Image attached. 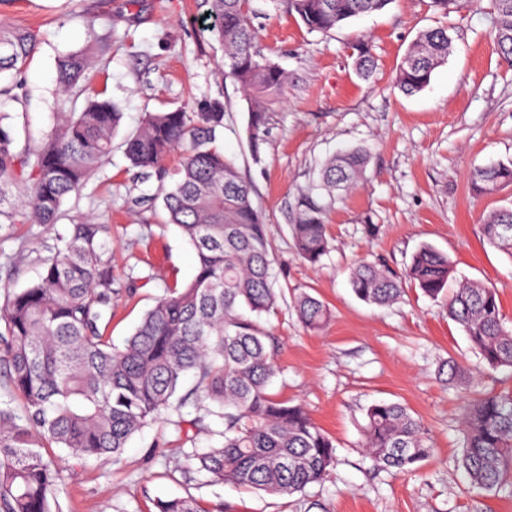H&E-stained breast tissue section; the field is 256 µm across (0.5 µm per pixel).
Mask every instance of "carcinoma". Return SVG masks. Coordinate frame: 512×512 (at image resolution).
Returning a JSON list of instances; mask_svg holds the SVG:
<instances>
[{
	"mask_svg": "<svg viewBox=\"0 0 512 512\" xmlns=\"http://www.w3.org/2000/svg\"><path fill=\"white\" fill-rule=\"evenodd\" d=\"M251 0H201L213 21L211 33L224 52V67L249 106L247 139L255 163L266 143L267 103L288 83L287 74L256 48ZM392 0H272L305 29L326 33ZM94 33L88 50L58 59L56 86L67 98L86 95L80 112H58L40 143L20 142L28 113L0 114V224H53L64 201L78 194L109 159L112 135L123 112L90 85L96 59L110 52L115 31L96 32L97 18H84ZM493 41L498 57L512 65V0H493ZM38 44L24 27L0 25V97L24 105L16 79ZM452 49L448 29L421 31L399 66L396 87L405 95L423 90ZM356 70L368 81L374 59L369 44L356 46ZM224 127L220 106L211 112L182 109L149 112L125 140L130 165L152 170L162 185L135 202L162 199L165 223L178 228L195 249L197 272L185 284L164 289L133 333L117 348L108 334L112 296L119 282L105 256L109 224L77 219L59 239L44 272L25 288L9 291L0 306V371L16 411L0 406V512H60L58 493L66 480L55 446L77 459L117 461L136 432L170 422L183 443L205 433L219 445L184 453L211 483L231 482L275 495L301 493L322 482L335 460V445L300 405L269 391L277 375L262 316L277 306L281 291L272 275L267 224L254 205L251 186L216 145ZM180 153L168 173L166 158ZM366 164L361 151L339 153L321 168L317 188L332 194L354 188ZM169 185H163L166 177ZM472 190L492 193L512 185V162L475 169ZM326 205L309 189L289 225L301 256L317 264L329 252ZM489 244L512 256V208L490 212L482 224ZM448 256L422 247L407 277L426 296L443 297L448 315L492 367L512 368V327L506 325L495 289L465 280L448 292ZM354 295L387 305L402 293L400 277L375 263L352 271ZM299 321L310 330L329 317L309 293L294 299ZM194 385L178 395L187 376ZM193 405L190 420H169ZM222 425L211 427L208 418ZM460 466L468 487L493 490L512 485V394H485L463 418ZM361 446L373 467L407 473L433 454L423 427L400 403L379 401L366 411ZM158 512H204L193 496L156 503Z\"/></svg>",
	"mask_w": 512,
	"mask_h": 512,
	"instance_id": "obj_1",
	"label": "carcinoma"
}]
</instances>
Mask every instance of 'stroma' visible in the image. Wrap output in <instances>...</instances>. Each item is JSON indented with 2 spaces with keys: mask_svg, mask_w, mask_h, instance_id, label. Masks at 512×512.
I'll return each mask as SVG.
<instances>
[{
  "mask_svg": "<svg viewBox=\"0 0 512 512\" xmlns=\"http://www.w3.org/2000/svg\"><path fill=\"white\" fill-rule=\"evenodd\" d=\"M251 6L259 48L288 75L268 106L259 164L248 145V105L234 82L218 76L222 51L196 0H0V22L31 28L39 39L21 75L31 142L41 140L57 109L58 54L90 44L87 14L118 34L94 84L123 112L109 162L64 203L56 224L0 225V295L39 279L41 258L68 235L75 216L103 217L106 256L128 285L112 300L109 327L113 344L123 346L165 284L190 281L198 266L161 207L132 205V197L156 193L158 182L130 167L123 141L146 113L220 105L219 144L264 213L278 287L287 299L309 293L330 313L322 329L310 331L286 300L261 323L278 342L271 391L305 407L334 439L336 465L324 482L285 497L211 485L190 471L173 426L154 424L130 439L117 462L58 452L70 475L59 496L63 512H156L157 500L186 494L205 512H512V487L465 489L458 467L463 408L487 393L512 392V370L489 368L443 301L414 285L385 306L360 301L350 286L359 262L379 261L401 275L429 245L447 254L454 279L497 288L512 321V256L490 246L482 231L487 213L512 208V186L477 197L470 185L475 168L512 161V67L494 50L490 0H464L447 16L429 0H392L327 33L307 32L275 13L271 0ZM442 26L453 38L447 62L424 90L404 95L394 80L406 50L420 31ZM363 39L375 58L367 81L354 68ZM358 148L367 155L363 175L354 190L330 200V251L310 264L289 231L298 199L327 157ZM449 360L463 366V379L442 380ZM378 401L401 403L422 422L435 453L415 473L377 470L366 458L360 428Z\"/></svg>",
  "mask_w": 512,
  "mask_h": 512,
  "instance_id": "stroma-1",
  "label": "stroma"
}]
</instances>
